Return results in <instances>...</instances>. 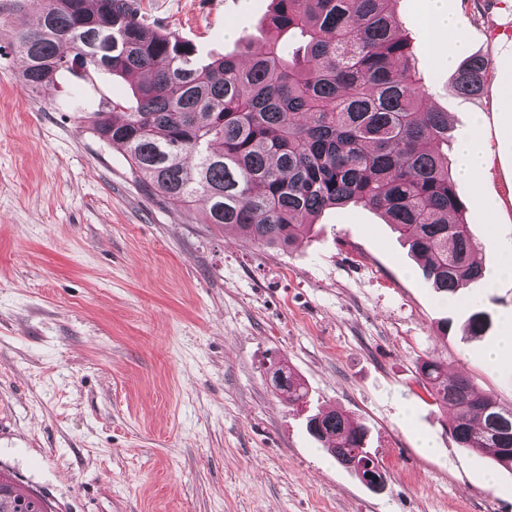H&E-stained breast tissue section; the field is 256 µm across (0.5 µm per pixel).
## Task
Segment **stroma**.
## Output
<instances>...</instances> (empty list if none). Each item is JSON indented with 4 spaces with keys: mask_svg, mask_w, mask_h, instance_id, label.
Returning a JSON list of instances; mask_svg holds the SVG:
<instances>
[{
    "mask_svg": "<svg viewBox=\"0 0 512 512\" xmlns=\"http://www.w3.org/2000/svg\"><path fill=\"white\" fill-rule=\"evenodd\" d=\"M467 55L512 62V0H447ZM422 0H396L448 143L485 115L481 186L459 183L486 274L512 251V144L498 136L495 84L453 93ZM200 61L263 47L272 0H138ZM36 14L0 0V468L54 512H512V474L458 447L419 382L434 358L512 407V359L487 349L512 325V282L455 300L424 280L382 217L325 210L289 248L246 241L136 181L98 140L103 104L134 103L109 71L65 72L37 94L14 41ZM498 197L495 226L479 198ZM484 336L465 335L474 308ZM451 318L449 333L439 324ZM286 364L310 391L289 405L270 381ZM334 409L368 428L383 490L365 487L307 433ZM430 441L434 451L421 444Z\"/></svg>",
    "mask_w": 512,
    "mask_h": 512,
    "instance_id": "35a3bbf8",
    "label": "stroma"
}]
</instances>
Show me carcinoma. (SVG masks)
<instances>
[{
    "mask_svg": "<svg viewBox=\"0 0 512 512\" xmlns=\"http://www.w3.org/2000/svg\"><path fill=\"white\" fill-rule=\"evenodd\" d=\"M393 2L273 0L265 49L244 67L231 54L198 63L194 46L144 20L137 0H21L38 22L17 35L19 79L43 93L77 67L119 75L136 106L119 117L99 110L92 131L125 149L153 193L184 206L201 200L206 223L281 247L323 211L361 206L408 242L432 288L455 295L484 269L448 163V113L427 107ZM490 68L485 57L465 60L455 91L480 96ZM489 326L476 310L464 333ZM282 370L278 390L303 401L308 390ZM417 370L436 404L454 409L447 429L457 445L512 473V459L498 456L512 448V407L436 359ZM307 431L354 473L372 460L365 425L335 410L311 416ZM17 487L1 470L0 512H42Z\"/></svg>",
    "mask_w": 512,
    "mask_h": 512,
    "instance_id": "obj_1",
    "label": "carcinoma"
}]
</instances>
